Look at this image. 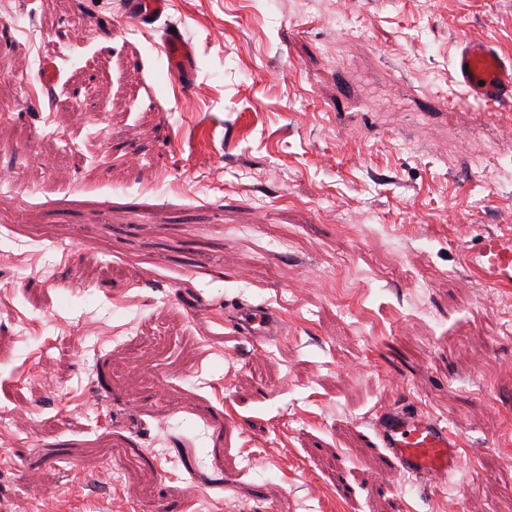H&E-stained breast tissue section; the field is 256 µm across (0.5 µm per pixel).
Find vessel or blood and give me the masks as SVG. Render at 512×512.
Returning <instances> with one entry per match:
<instances>
[{
    "label": "vessel or blood",
    "instance_id": "vessel-or-blood-1",
    "mask_svg": "<svg viewBox=\"0 0 512 512\" xmlns=\"http://www.w3.org/2000/svg\"><path fill=\"white\" fill-rule=\"evenodd\" d=\"M169 0H125L124 9L140 24H153L165 12ZM162 51L168 64H190L192 46L181 34L165 33ZM454 72L458 85L488 106L512 102V55L490 42L471 41L461 46ZM488 277L512 270V243L489 236L472 259ZM233 324L240 336L260 348L279 335V320L269 308L243 305ZM378 445L389 471L443 484L458 464L459 441L446 425L406 404L385 406L373 421Z\"/></svg>",
    "mask_w": 512,
    "mask_h": 512
}]
</instances>
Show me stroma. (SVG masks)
<instances>
[{"label":"stroma","instance_id":"1","mask_svg":"<svg viewBox=\"0 0 512 512\" xmlns=\"http://www.w3.org/2000/svg\"><path fill=\"white\" fill-rule=\"evenodd\" d=\"M18 16L0 512H512V280L469 260L512 240V107L453 70L465 39L512 53V0H171L146 29L123 0H0ZM242 303L281 337L238 336ZM397 401L458 436L446 485L388 472ZM162 52L170 68H172L176 62H182L185 68L188 69L194 56L192 46L178 31H176V34L171 33V31L164 34L162 39Z\"/></svg>","mask_w":512,"mask_h":512}]
</instances>
